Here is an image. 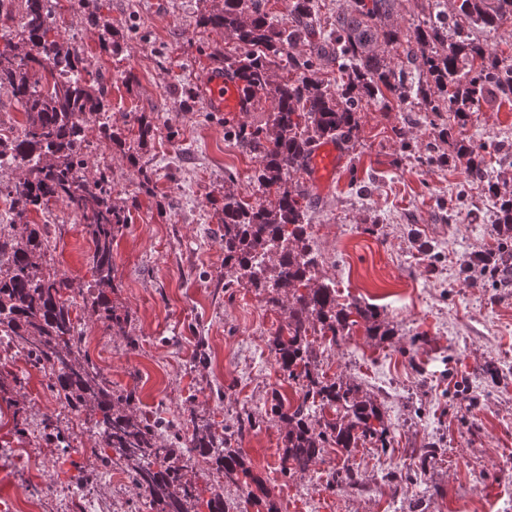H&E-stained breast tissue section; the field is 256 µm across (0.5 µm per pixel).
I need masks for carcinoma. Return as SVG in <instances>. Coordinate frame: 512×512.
<instances>
[{
    "label": "carcinoma",
    "instance_id": "obj_1",
    "mask_svg": "<svg viewBox=\"0 0 512 512\" xmlns=\"http://www.w3.org/2000/svg\"><path fill=\"white\" fill-rule=\"evenodd\" d=\"M448 24L426 23L414 29L391 22L395 0H354L350 10L336 15L327 34L316 30L318 0H292L288 26L279 28L262 0H223L202 16L199 26L222 30L235 43L231 50L216 46L212 55L224 59V71L238 80L240 91L251 100H271L272 114L265 125L241 126L238 139L259 152L261 163L254 179L258 187L275 194V202L256 208L233 191L224 192V265L236 270L252 288L268 292V301L281 308L286 329L269 339V348L288 379L300 385L297 404L286 406L274 398L272 411L288 424V445L280 456L284 476L303 474L325 449L349 454L365 444L385 443L389 429L378 407L357 396L354 385L327 379L318 370L312 330L330 341L347 336L354 325L351 315L366 322L375 319L373 307L339 302L337 290L316 282L305 193L292 182L315 145L326 140L351 141L358 129L363 100H373L386 89L404 102L414 98L426 112H446L466 121L480 101L512 93V64L487 51L471 32L512 25V0H456ZM56 0H0V13L21 14L19 33L28 50L21 56L0 52V88L10 89L25 115L24 138L0 136V151L10 152L25 176L13 183L16 199L7 233L0 234V330L9 345H21L35 363L51 370L57 402L78 409L88 404L102 418L95 428L105 448L100 458L112 467V454L132 480L150 497L154 512H191L196 487L184 481L183 471L204 462L215 467L224 484L244 488V470L235 433L218 436L209 422L193 421L188 448H167L158 443L159 428L181 430L160 417L137 415L115 408L123 395L100 370L80 361L75 352L82 338L76 335L73 303L67 297L69 278L35 261L46 248V228L26 222L58 200L83 217L93 243L91 262L95 286L110 288L115 280L112 241L128 224L126 211L112 203L106 169L89 177L95 164L82 157L83 127L98 126L109 144L121 141L108 115L107 84H88L90 62L77 49L47 39L54 28L51 16ZM309 54L299 60L290 49L299 44ZM417 44L427 66V77L438 90L432 96L423 81L406 84L403 71L392 66L381 47L404 48L413 55ZM288 61V76L274 79L275 69ZM336 64L340 88L331 91L312 78L323 63ZM65 63L85 73L77 81H59L55 71ZM484 146L468 145L469 168L484 177ZM499 212L498 264L489 276L508 282L505 267L512 260V197L495 201ZM23 231H17V225ZM261 261L252 263V257ZM306 292H300V289ZM334 412L331 419L325 410ZM379 426H374V422Z\"/></svg>",
    "mask_w": 512,
    "mask_h": 512
}]
</instances>
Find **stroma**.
<instances>
[{"instance_id":"1","label":"stroma","mask_w":512,"mask_h":512,"mask_svg":"<svg viewBox=\"0 0 512 512\" xmlns=\"http://www.w3.org/2000/svg\"><path fill=\"white\" fill-rule=\"evenodd\" d=\"M219 3L86 0L84 14L69 20L92 74L108 82L123 140L105 150L112 202L130 216L112 242L116 278L106 293L122 323L107 331L81 306L94 283L93 245L83 225L68 223L64 202L51 205L56 222L40 261L71 282L82 360L113 389L131 392L123 408L175 422L186 436L195 417L219 435L235 431L244 413L259 417L238 441L255 479L253 499L219 487L215 470L197 466L184 472L198 491L192 512H209L217 492L230 512H491L512 494V286L494 285L481 264L496 258L487 185L512 194V95L479 103L463 125L413 103L387 110L371 100L355 151L327 192L309 194L318 281L350 283L346 301L376 305L379 324L393 331L371 337L360 323L340 344L317 341L320 370L372 399L389 439L347 458L326 449L311 472L286 478L279 456L288 427L268 413L273 393L287 403L297 398L268 347L286 316L266 293L236 284L224 264L221 211L225 189L246 194L260 161L233 130L266 122L271 104L238 115L210 111L199 99L189 111L176 93L210 71L213 46L233 45L223 31L198 25ZM454 8V0H396L394 19L416 25ZM114 41L118 49L109 50ZM128 71L137 77L131 86ZM142 115L154 135L141 143ZM404 140L411 151L401 149ZM463 143L485 145L488 182L468 175L457 154ZM428 151L445 163L419 164L417 154ZM143 169L154 195L139 191ZM52 384L23 349L0 351V512H148L145 492L120 467L101 466L98 435L78 436L75 451L43 436L45 419L65 433L72 415ZM430 442L436 459L419 469ZM346 460L358 484L328 488ZM79 468L90 480L70 483ZM393 471L407 482H390ZM57 489L63 497H54Z\"/></svg>"}]
</instances>
